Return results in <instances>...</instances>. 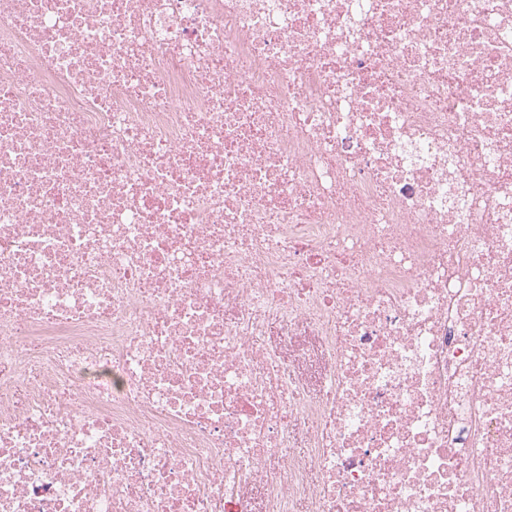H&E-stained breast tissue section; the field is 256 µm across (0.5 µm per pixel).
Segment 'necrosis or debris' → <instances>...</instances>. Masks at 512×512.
Returning a JSON list of instances; mask_svg holds the SVG:
<instances>
[{
  "label": "necrosis or debris",
  "mask_w": 512,
  "mask_h": 512,
  "mask_svg": "<svg viewBox=\"0 0 512 512\" xmlns=\"http://www.w3.org/2000/svg\"><path fill=\"white\" fill-rule=\"evenodd\" d=\"M301 501L512 512V0H0V512Z\"/></svg>",
  "instance_id": "obj_1"
}]
</instances>
